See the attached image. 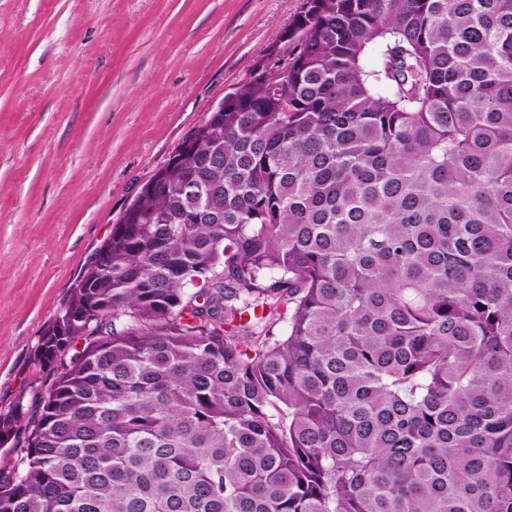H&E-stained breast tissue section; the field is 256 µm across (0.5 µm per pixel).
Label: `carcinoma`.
<instances>
[{
  "instance_id": "obj_1",
  "label": "carcinoma",
  "mask_w": 512,
  "mask_h": 512,
  "mask_svg": "<svg viewBox=\"0 0 512 512\" xmlns=\"http://www.w3.org/2000/svg\"><path fill=\"white\" fill-rule=\"evenodd\" d=\"M0 413V512H512V0H304Z\"/></svg>"
}]
</instances>
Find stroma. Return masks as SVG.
<instances>
[{"label":"stroma","mask_w":512,"mask_h":512,"mask_svg":"<svg viewBox=\"0 0 512 512\" xmlns=\"http://www.w3.org/2000/svg\"><path fill=\"white\" fill-rule=\"evenodd\" d=\"M302 0H0V411L141 186Z\"/></svg>","instance_id":"stroma-1"}]
</instances>
